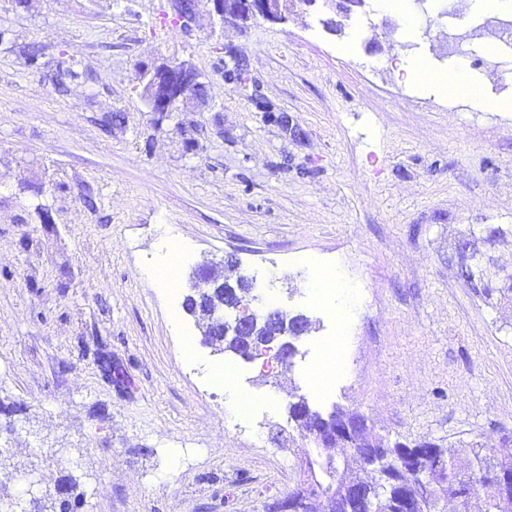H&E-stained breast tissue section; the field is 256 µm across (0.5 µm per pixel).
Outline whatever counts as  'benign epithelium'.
I'll use <instances>...</instances> for the list:
<instances>
[{"label":"benign epithelium","mask_w":512,"mask_h":512,"mask_svg":"<svg viewBox=\"0 0 512 512\" xmlns=\"http://www.w3.org/2000/svg\"><path fill=\"white\" fill-rule=\"evenodd\" d=\"M178 8L173 21L182 30L189 31L195 17L196 0H176ZM220 22L233 21L245 26L263 20L271 24H284L288 21V3L292 0H207ZM137 82L151 89L145 101L152 112H173L184 99L182 90L192 88L202 93L205 83L201 76L185 63L169 60L158 66L138 67ZM498 240V230L493 226L484 228L483 235L473 233L462 236L456 245V253L461 259L460 276L471 283L481 281L490 288H512V273L495 269L485 260L484 244ZM264 319L272 323L285 322L286 329L280 341L274 345L264 344L252 357L272 355L284 367L292 364L293 340L310 331L309 321L304 317L287 319L279 309L263 311ZM257 314L249 303H241L228 309L227 316L213 318L210 326L219 336L253 335V325ZM367 419L348 413L341 417L332 430L314 426L307 431V439L317 451L314 457L304 461L303 482L291 495L275 499L267 507V512H313L314 504L323 503V512H381L379 496L395 493L397 512H425L420 492L403 478L404 472L415 468L417 457L403 456L398 466L386 463L388 450L371 439L366 433ZM334 448L350 450L373 467L380 468L381 478L376 489L352 480L342 471H335V459L331 455ZM329 476L330 491L321 493V485L316 479V471ZM494 491V512H512V472L491 470L484 472L476 481Z\"/></svg>","instance_id":"7a95c632"}]
</instances>
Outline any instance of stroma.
<instances>
[{
	"label": "stroma",
	"mask_w": 512,
	"mask_h": 512,
	"mask_svg": "<svg viewBox=\"0 0 512 512\" xmlns=\"http://www.w3.org/2000/svg\"><path fill=\"white\" fill-rule=\"evenodd\" d=\"M174 14V0H0V400L24 408L0 431V469L43 491L75 479L80 512H265L310 450L294 432L270 438L294 393L366 415L381 441L497 449L512 435V298L468 288L454 246L472 225L507 229L490 256L512 271V111L413 88L393 62L447 66L454 36L480 60L512 40V10L431 0L412 38L403 15L368 4L345 18L318 0L238 27L198 0L188 33ZM65 54L78 76L61 93ZM237 57L241 82L225 76ZM169 59L206 94L160 114L134 66ZM166 233L192 248L180 295L211 262L308 317L292 367L215 352L145 285ZM302 256L339 267L363 299L325 397L305 368L336 302L313 303ZM101 343L123 385L102 376ZM224 365L259 403L252 427L232 426L207 375Z\"/></svg>",
	"instance_id": "35a3bbf8"
}]
</instances>
